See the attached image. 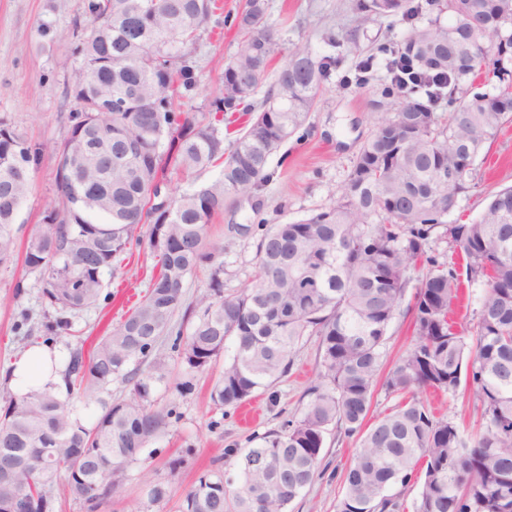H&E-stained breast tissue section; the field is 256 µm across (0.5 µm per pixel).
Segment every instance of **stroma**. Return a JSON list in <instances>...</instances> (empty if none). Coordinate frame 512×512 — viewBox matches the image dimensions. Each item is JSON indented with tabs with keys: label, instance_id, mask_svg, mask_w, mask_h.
I'll use <instances>...</instances> for the list:
<instances>
[{
	"label": "stroma",
	"instance_id": "1",
	"mask_svg": "<svg viewBox=\"0 0 512 512\" xmlns=\"http://www.w3.org/2000/svg\"><path fill=\"white\" fill-rule=\"evenodd\" d=\"M85 0H0V116L20 133L43 145L33 190L23 204L15 226L18 243H25L41 220L44 206L56 200V161L53 147L67 135V116L73 107L64 90L77 63L71 52L69 32L73 19L82 14ZM354 0H267V24L278 33V46L268 68L266 82L251 102L262 107L268 86L274 83L290 47L306 43L317 54L337 58L335 69L306 122L273 153L267 170L271 179L250 196H229L223 214L209 230L211 241L224 246V291L234 293L250 285L255 276V253L263 233L276 224H292L328 208L344 186L351 166L377 123L392 116L383 93L390 84L385 69L384 47L399 42L404 24L383 19L356 25ZM52 21L58 35L43 46L37 32L40 19ZM240 38L232 24L210 23L196 43L192 57L198 90L186 109L205 113L214 91L222 85L224 65L236 54ZM374 58L368 82L359 86L352 78L359 63ZM512 186V124L504 126L484 147L475 162L474 179L460 194L446 221L468 224L483 212L491 193ZM138 245L117 256L112 274L105 277L95 306L73 315L74 330L87 334L118 325L145 294L153 261L146 228H138ZM23 295H16L17 285ZM47 305L37 274L29 272L22 258L0 265V370L29 348L53 343L62 358L76 346L70 336L45 335L41 324ZM28 312L32 338L13 329L21 312ZM170 339H161L151 354L167 377L155 385L153 398L173 414L163 435L150 449L158 477L166 481L168 503L150 504V485L140 467L127 472L121 497L108 500L102 512H169L197 477L212 465H222L226 476L236 474V450L249 447L253 436L283 427L298 416L303 393L318 368V339L304 337L288 374L258 389L245 405L213 408L209 389L222 363L196 373L192 390L177 389L188 367L173 352ZM437 416L468 428L476 419L473 390L460 388L457 395H428ZM358 440L329 430L322 460L312 484L288 507V512H336L342 495L343 471ZM182 458L176 476H169L168 461Z\"/></svg>",
	"mask_w": 512,
	"mask_h": 512
}]
</instances>
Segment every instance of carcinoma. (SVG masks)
I'll list each match as a JSON object with an SVG mask.
<instances>
[{
    "instance_id": "cac0c4a2",
    "label": "carcinoma",
    "mask_w": 512,
    "mask_h": 512,
    "mask_svg": "<svg viewBox=\"0 0 512 512\" xmlns=\"http://www.w3.org/2000/svg\"><path fill=\"white\" fill-rule=\"evenodd\" d=\"M137 4L151 8V22L128 24ZM219 9L218 0H86V21L73 23L79 67L66 94L75 108L55 148L61 201L47 205L23 251L56 311L44 328L69 331L67 314L98 302L112 259L140 224L149 225L156 273L117 327L89 351H72L65 393L35 390L0 406V512H16L17 502L27 512H56L59 480L83 512L120 495L126 469L147 462L144 449L172 415L150 399L163 375L143 368L172 332V349L192 370L231 353L210 392L220 408L285 376L303 337H318L320 357L299 416L243 449L236 479L219 467L201 475L178 512H285L314 480L332 425L360 435L336 512H405L387 491L414 479L413 512H512V187L494 193L476 221H445L485 143L512 121V0H355L360 22L393 16L406 24L389 68L410 74L384 91L393 116L360 148L328 209L262 235L255 282L234 294L224 293V248L208 245V224L228 196L270 179V155L306 121L336 58L294 46L266 106L226 150L213 122L182 110L198 86L190 47ZM266 10V0H245L235 14L240 48L224 74L248 75L251 90L215 96L211 111L250 106L275 53ZM447 11L452 20L444 24ZM481 74L498 79V93L454 98L461 82ZM150 101L157 111H143ZM444 103L451 110L440 114ZM80 131L88 150L77 156L69 145ZM42 152L0 118V264L15 256L14 224ZM218 161L222 177L211 185L169 192L168 172L189 176ZM440 227L466 262V280L456 263L428 260L404 310L412 343L383 376L387 328ZM202 265L207 287L186 306L183 283ZM475 281L485 291L475 323L462 327L452 314L463 283ZM182 308L187 335L171 327ZM114 380L130 386L127 398L110 400ZM463 383L478 396L483 433L464 434L415 396L418 389L453 395ZM380 388L402 401L369 424ZM87 392L109 396L96 399L90 428L70 406Z\"/></svg>"
}]
</instances>
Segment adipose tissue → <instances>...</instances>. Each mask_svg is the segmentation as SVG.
I'll list each match as a JSON object with an SVG mask.
<instances>
[{
    "label": "adipose tissue",
    "mask_w": 512,
    "mask_h": 512,
    "mask_svg": "<svg viewBox=\"0 0 512 512\" xmlns=\"http://www.w3.org/2000/svg\"><path fill=\"white\" fill-rule=\"evenodd\" d=\"M1 379L22 394L48 387L57 391L63 389V369L57 347L44 344L27 350L7 368L0 370Z\"/></svg>",
    "instance_id": "adipose-tissue-1"
}]
</instances>
